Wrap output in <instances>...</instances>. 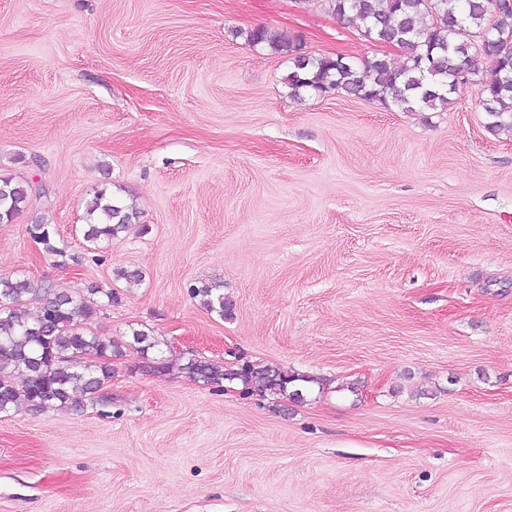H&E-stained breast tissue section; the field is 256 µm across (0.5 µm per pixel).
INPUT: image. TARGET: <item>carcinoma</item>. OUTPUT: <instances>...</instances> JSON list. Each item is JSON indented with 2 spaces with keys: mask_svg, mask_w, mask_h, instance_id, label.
<instances>
[{
  "mask_svg": "<svg viewBox=\"0 0 512 512\" xmlns=\"http://www.w3.org/2000/svg\"><path fill=\"white\" fill-rule=\"evenodd\" d=\"M328 11L340 19L360 23L364 35L395 42L403 62L374 57L360 64L340 56H312L288 34L266 26L239 29L236 35L252 47L288 57L291 70L284 78L290 96L307 91H342L367 101H379L402 112L445 110L459 90L463 70L477 86L480 104L493 132L512 133V0H325ZM488 66L479 69V59ZM28 187L0 177V222H9L25 207ZM83 239L97 249L121 238L139 223L135 200L116 198L103 188L86 208ZM35 241L48 255L64 256L65 244L56 229L40 222L32 226ZM87 294L94 302L77 299L64 291L51 292L24 276L0 275V414L26 408L29 411L69 410L94 399L112 377L111 360L123 356L125 347L141 355L159 341L144 330L132 331L124 346L84 327V321L119 300L118 293L91 283ZM43 294L38 313L23 309L27 297ZM192 293L212 312L224 317L232 304L218 293V286L203 284ZM98 359L92 365L89 357ZM181 370L194 381L220 385L241 381L248 393L291 394L297 398L301 383H314L309 375L276 366H224L192 358Z\"/></svg>",
  "mask_w": 512,
  "mask_h": 512,
  "instance_id": "obj_1",
  "label": "carcinoma"
}]
</instances>
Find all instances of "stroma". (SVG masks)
<instances>
[{
	"mask_svg": "<svg viewBox=\"0 0 512 512\" xmlns=\"http://www.w3.org/2000/svg\"><path fill=\"white\" fill-rule=\"evenodd\" d=\"M256 25L400 58L323 0H0V175L33 190L0 274L114 285L87 329L176 362L129 350L81 410L0 415V512H512V134L471 85L443 111L289 97L287 58L235 35ZM101 188L142 217L99 252ZM191 358L324 388L207 386ZM31 231L38 233L35 241L42 246L43 252L47 255L64 256L66 246L56 239L57 232L52 224L39 222L32 226ZM220 286L212 284H202L195 287L192 293L195 297H201L203 304L211 311L217 312L220 317L228 316L231 314L232 304L224 301V294L217 293Z\"/></svg>",
	"mask_w": 512,
	"mask_h": 512,
	"instance_id": "stroma-1",
	"label": "stroma"
}]
</instances>
